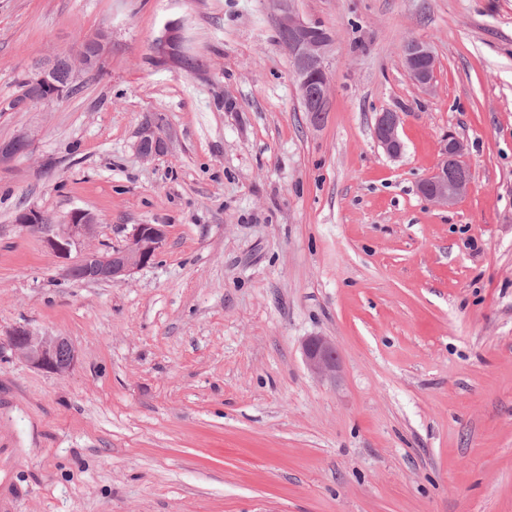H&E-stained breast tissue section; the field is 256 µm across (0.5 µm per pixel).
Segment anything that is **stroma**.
<instances>
[{"instance_id": "35a3bbf8", "label": "stroma", "mask_w": 512, "mask_h": 512, "mask_svg": "<svg viewBox=\"0 0 512 512\" xmlns=\"http://www.w3.org/2000/svg\"><path fill=\"white\" fill-rule=\"evenodd\" d=\"M294 7L335 40L317 127L276 0H0V140L31 138L0 167V342L25 325L77 353L52 374L0 352V512H512V0ZM173 19L197 68L153 52ZM102 30L76 93L21 101ZM149 117L168 150L146 159ZM448 134L472 180L444 209L418 185ZM75 209L100 218L88 247L138 224L164 247L71 279L48 239ZM316 335L337 381L304 364ZM402 49L406 67L414 80L425 89H432L436 58L430 46L423 41L410 39ZM403 123V112L384 110L379 113L374 127V136L378 145L390 158H397L403 150L399 136V127ZM307 368L320 378H335L338 353L335 343L325 336H310L302 344Z\"/></svg>"}]
</instances>
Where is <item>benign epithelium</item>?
Instances as JSON below:
<instances>
[{
  "label": "benign epithelium",
  "mask_w": 512,
  "mask_h": 512,
  "mask_svg": "<svg viewBox=\"0 0 512 512\" xmlns=\"http://www.w3.org/2000/svg\"><path fill=\"white\" fill-rule=\"evenodd\" d=\"M283 15L280 28L287 43L292 73L297 81L303 111L315 127L322 122L330 104L329 59L334 47L331 33L323 26L305 22L293 12L292 0H280ZM183 24L179 20L167 22L161 35L153 44L154 52L161 58L179 55ZM109 35L99 33L85 38L77 48V67L70 72L69 85L57 81L56 64L42 66L27 74L26 82L31 91L30 99L51 100L65 95L74 85L79 72L96 70L102 60ZM407 69L422 87L433 88L436 58L430 46L420 40L410 39L403 45ZM319 83V90L309 91L311 83ZM403 113L385 110L379 113L374 136L386 155L397 158L403 150L399 127ZM27 134H19L9 141L0 142V166L10 163L20 150L29 146ZM168 144L159 121H144L137 133L136 150L144 158H152L167 151ZM465 145L450 135L443 140L441 157L435 170L419 185L422 196L440 207L454 206L470 188L469 169L463 161ZM98 217L85 209H74L61 225V231L48 239V244L60 258L68 261L64 273L72 278L95 282H118L136 270L152 264L163 248L166 229L163 224H138L128 244L121 249L99 251L85 247L92 236ZM75 260H70L71 252ZM8 346L33 367L60 374L69 371L77 362V353L67 337L60 334H38L19 325L8 336ZM307 368L320 378L336 376L338 353L335 343L325 336H310L302 344Z\"/></svg>",
  "instance_id": "1"
}]
</instances>
